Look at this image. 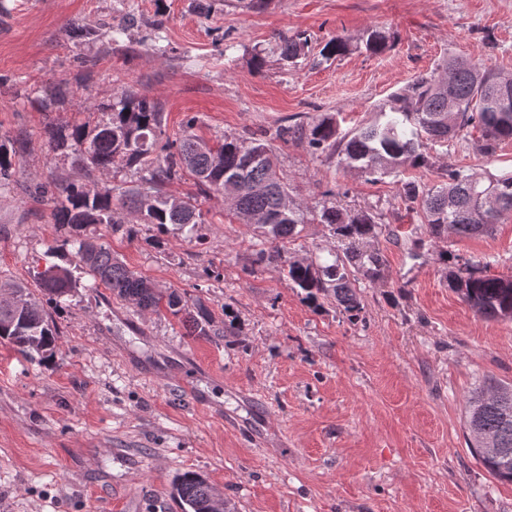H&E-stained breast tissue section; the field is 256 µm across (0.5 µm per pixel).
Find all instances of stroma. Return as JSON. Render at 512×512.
I'll use <instances>...</instances> for the list:
<instances>
[{
    "label": "stroma",
    "instance_id": "obj_1",
    "mask_svg": "<svg viewBox=\"0 0 512 512\" xmlns=\"http://www.w3.org/2000/svg\"><path fill=\"white\" fill-rule=\"evenodd\" d=\"M6 0L0 14V137L23 143L24 179L85 180L79 156L53 149L48 124L94 127L99 104L132 89L157 100L168 134L193 122L208 141L267 134L290 194L314 206L333 192L347 210H374L399 237L380 235L383 280L356 284L351 320L335 299H306L280 264L252 266L262 230L237 223L223 195L199 198L202 224H145L127 239L102 225L88 235L158 287L202 298L213 335H186L169 312L141 313L91 288L74 256L75 288L49 313L53 360L0 343V512H179L171 481L206 476L238 512H512V483L495 479L467 446L466 402L483 383H512V322L485 319L450 290L458 260L512 275V214L492 235L447 238L410 254L421 237L399 184L371 182L326 152L277 130L335 116L341 132L372 123L415 76L472 60L512 78V0ZM135 23L122 42L110 25ZM73 22L91 30L70 39ZM390 38L365 50L372 30ZM308 48L284 60L279 37ZM353 49L329 61L336 37ZM262 55L255 69L254 55ZM471 128L449 162L512 170V140L474 149ZM60 231L52 205L14 184L0 190V281L35 279ZM322 224H301L290 259L326 261ZM447 261H440V252ZM242 345L225 342V319Z\"/></svg>",
    "mask_w": 512,
    "mask_h": 512
}]
</instances>
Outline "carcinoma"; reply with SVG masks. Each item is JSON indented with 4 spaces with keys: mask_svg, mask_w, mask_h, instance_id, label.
Masks as SVG:
<instances>
[{
    "mask_svg": "<svg viewBox=\"0 0 512 512\" xmlns=\"http://www.w3.org/2000/svg\"><path fill=\"white\" fill-rule=\"evenodd\" d=\"M306 47L307 41L299 38H283L278 45L280 54L291 61L304 55ZM350 51V41L338 37L324 45L321 56L329 60ZM507 82L512 84V79L498 76L479 62L446 60L439 71L421 75L403 92L391 95L379 109L382 120L378 122L342 135L336 118L326 116L305 127L283 128L279 136L304 139L315 151L328 149L338 156L339 165L356 169L372 181L396 179L404 201L422 214L431 239L488 236L503 214L512 213V172L479 174L450 165L442 180L429 188L406 181L402 175L408 168L436 166L439 155L435 151L441 148L443 154H450L472 125L482 132L475 149L486 156L495 152L500 141L512 138V94L497 95V87ZM450 84L456 99L452 109L448 108ZM100 111L109 113L110 119L92 131L83 125L56 130L55 149L77 151L87 175L95 170L110 174L120 161L135 176V187L112 184L90 190L79 182L28 185L29 191L53 203L55 224L72 231L55 239L49 253L76 246V258L92 279L91 287L102 285L142 311H169L179 318L188 336L211 335L212 314L202 298H188L175 289L161 291L120 262L110 247L79 232L92 224H108L114 233L129 239L137 236L139 228L113 210L115 199L134 205L140 223L162 231L169 224L182 228L199 224L197 197L222 193L231 201L239 223L256 224L271 236L273 246L257 252L254 263H286L291 287L311 300L320 294L331 295L349 317H359L354 283L361 278L378 281L386 269L383 253L370 242L385 229L394 235L379 214L348 211L327 194L316 205L313 217L336 238L332 260L315 266L287 259L285 243L308 220L298 207H286L288 185L267 140L226 134L211 144L189 132L192 119L186 122L185 131L171 138L166 135L161 104L134 90L100 106ZM16 154L10 142L0 141V187L17 181L21 174ZM187 175L193 178L197 195L177 197L166 191L170 183ZM37 280L47 302L56 305L74 285L71 271L57 264L37 272ZM448 286L476 314L512 321V277L485 275L478 264L467 261L448 271ZM0 292L8 295L0 301V342L25 358L54 357L57 329L43 304L19 283L1 281ZM466 429L469 448L485 469L496 479L512 483V465L503 467L501 458L484 449V440L490 436L497 439L498 447L512 452V385L478 387L468 402ZM171 495L180 512H216V505L223 502L207 478L192 471L174 479Z\"/></svg>",
    "mask_w": 512,
    "mask_h": 512,
    "instance_id": "obj_1",
    "label": "carcinoma"
}]
</instances>
